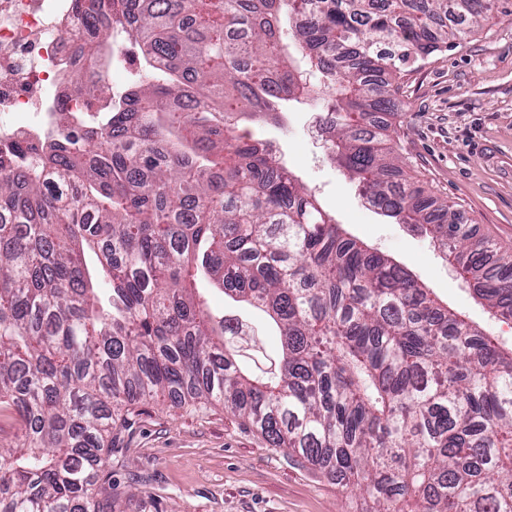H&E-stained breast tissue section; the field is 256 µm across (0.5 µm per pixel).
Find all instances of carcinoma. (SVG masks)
Returning <instances> with one entry per match:
<instances>
[{
	"mask_svg": "<svg viewBox=\"0 0 512 512\" xmlns=\"http://www.w3.org/2000/svg\"><path fill=\"white\" fill-rule=\"evenodd\" d=\"M498 0H75L77 115L0 146V512H115L112 430L140 400L221 404L358 496L356 512H512V348L351 236L271 144L235 131L330 90V159L512 317V255L397 180L391 80ZM120 30L141 81L104 79ZM263 312L252 375L200 284ZM23 432V425L15 413L10 410H0V447L15 446Z\"/></svg>",
	"mask_w": 512,
	"mask_h": 512,
	"instance_id": "obj_1",
	"label": "carcinoma"
}]
</instances>
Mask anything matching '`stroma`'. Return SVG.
Masks as SVG:
<instances>
[{"instance_id":"1","label":"stroma","mask_w":512,"mask_h":512,"mask_svg":"<svg viewBox=\"0 0 512 512\" xmlns=\"http://www.w3.org/2000/svg\"><path fill=\"white\" fill-rule=\"evenodd\" d=\"M393 146L403 176L449 204L480 236L512 253V0L463 43L406 66L398 80ZM323 101L292 103L279 126L249 119L238 134L273 143L282 165L311 189L351 234L393 257L443 301L492 335L512 341V322L491 319L430 238L384 216L330 160L316 124ZM216 315L247 324L251 347L239 358L254 371L277 361L280 338L253 310L211 290ZM112 446V483L137 500L128 512H355L344 488L271 447L222 406L151 401L133 405Z\"/></svg>"}]
</instances>
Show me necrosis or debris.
<instances>
[{"label":"necrosis or debris","instance_id":"obj_1","mask_svg":"<svg viewBox=\"0 0 512 512\" xmlns=\"http://www.w3.org/2000/svg\"><path fill=\"white\" fill-rule=\"evenodd\" d=\"M73 0H0V140L54 129V90L67 87L76 42Z\"/></svg>","mask_w":512,"mask_h":512}]
</instances>
